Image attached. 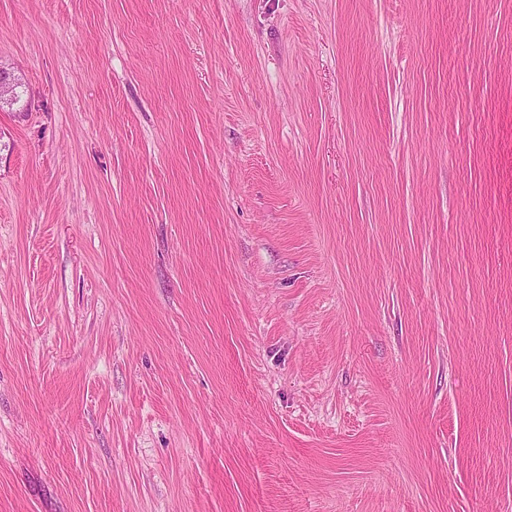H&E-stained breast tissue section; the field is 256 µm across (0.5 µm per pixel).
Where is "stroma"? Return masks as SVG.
Returning a JSON list of instances; mask_svg holds the SVG:
<instances>
[{"label":"stroma","mask_w":512,"mask_h":512,"mask_svg":"<svg viewBox=\"0 0 512 512\" xmlns=\"http://www.w3.org/2000/svg\"><path fill=\"white\" fill-rule=\"evenodd\" d=\"M0 512H512V0H0Z\"/></svg>","instance_id":"stroma-1"}]
</instances>
